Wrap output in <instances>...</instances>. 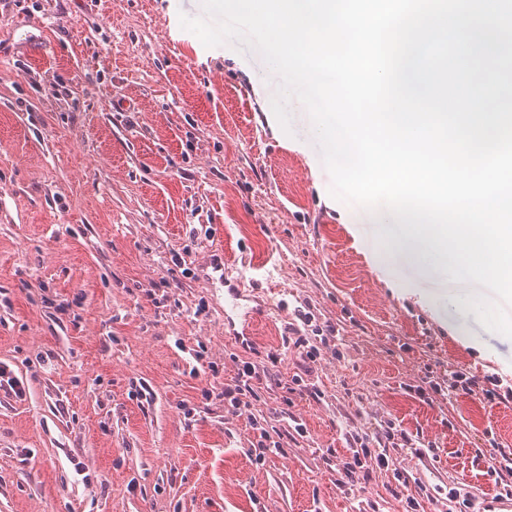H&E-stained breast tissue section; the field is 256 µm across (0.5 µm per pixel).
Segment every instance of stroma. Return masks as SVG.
Wrapping results in <instances>:
<instances>
[{
  "instance_id": "obj_1",
  "label": "stroma",
  "mask_w": 512,
  "mask_h": 512,
  "mask_svg": "<svg viewBox=\"0 0 512 512\" xmlns=\"http://www.w3.org/2000/svg\"><path fill=\"white\" fill-rule=\"evenodd\" d=\"M202 0H0V512H512L492 473L512 450V402L406 388L452 372L512 385V338L456 301L448 259L392 217L340 202L306 110L292 135L263 110L253 51L166 38ZM253 279L270 322L224 334L209 251ZM165 295L156 306L153 295ZM321 400L284 401L298 312ZM330 325L325 339L316 328ZM277 354V381L237 414L204 387ZM148 389L150 400L139 399ZM305 436L255 463L253 420ZM399 437L404 471L337 488L325 456L350 435ZM459 496L449 500V488Z\"/></svg>"
}]
</instances>
